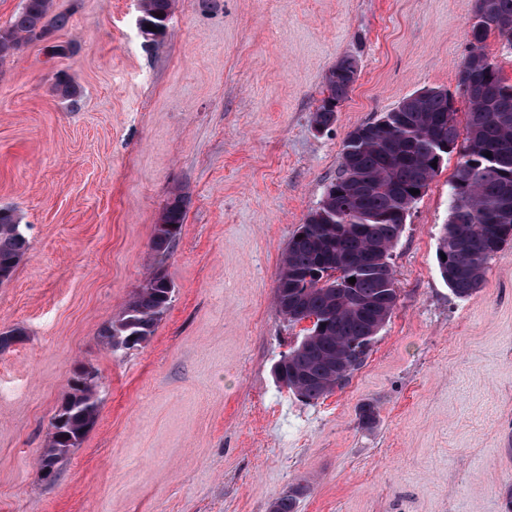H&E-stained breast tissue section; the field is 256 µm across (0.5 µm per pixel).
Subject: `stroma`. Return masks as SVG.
<instances>
[{
	"label": "stroma",
	"instance_id": "obj_1",
	"mask_svg": "<svg viewBox=\"0 0 512 512\" xmlns=\"http://www.w3.org/2000/svg\"><path fill=\"white\" fill-rule=\"evenodd\" d=\"M474 0H176L147 47L137 0H54L71 51L0 66V207L30 248L0 285V512H505L512 491V244L457 298L436 259L450 153L392 250L399 301L349 383L305 403L274 378L302 336L274 293L292 235L348 134L427 87L456 93ZM335 124L311 116L343 58ZM80 86L61 99L53 76ZM187 201L153 336L109 350L154 265L172 192ZM100 412L43 481L38 458L77 365ZM372 403L374 428L358 409ZM358 73V62L353 57L339 61L326 76V92L322 104L312 114L314 128L328 129L336 122V112L355 83Z\"/></svg>",
	"mask_w": 512,
	"mask_h": 512
}]
</instances>
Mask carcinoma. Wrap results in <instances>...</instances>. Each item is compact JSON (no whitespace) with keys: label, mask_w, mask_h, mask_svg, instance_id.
<instances>
[{"label":"carcinoma","mask_w":512,"mask_h":512,"mask_svg":"<svg viewBox=\"0 0 512 512\" xmlns=\"http://www.w3.org/2000/svg\"><path fill=\"white\" fill-rule=\"evenodd\" d=\"M173 0H141L143 21L154 27L146 42L167 36ZM512 25V0H476L474 14ZM66 16L53 12L52 0H23L13 23L0 28V63L24 44L43 41L64 28ZM465 61L486 55L490 26L472 27ZM358 62L339 61L326 76L322 104L312 114L322 130L336 122V112L355 83ZM53 90L74 100L81 89L65 73L56 75ZM468 103L466 140L473 152L458 167L451 183V207L437 239L440 274L458 298L472 296L481 286L490 261L512 241V84L495 69L477 72L458 85ZM452 94L422 89L381 116L382 122L354 129L343 144L336 178L319 206L291 238L281 260L275 304L288 322L313 320L300 341L285 354L281 384L308 402L332 392L336 359L360 367L368 356L377 323L391 316L399 301L397 281L389 262L402 236L407 215L420 195L410 190L428 186L460 136ZM491 157H486V154ZM186 219V199L173 194L155 225L151 250L157 259L119 317L104 326L101 342L109 349L138 346L154 334L172 302V288L163 262L175 250ZM29 249L15 211L0 207V276L11 279ZM356 279L350 283L349 279ZM80 367L63 400L62 421L52 423L40 472L56 466L80 445L99 414L97 380L87 381ZM359 423L378 421L371 403L358 411ZM307 485L299 483L272 504L273 512H297Z\"/></svg>","instance_id":"obj_1"}]
</instances>
